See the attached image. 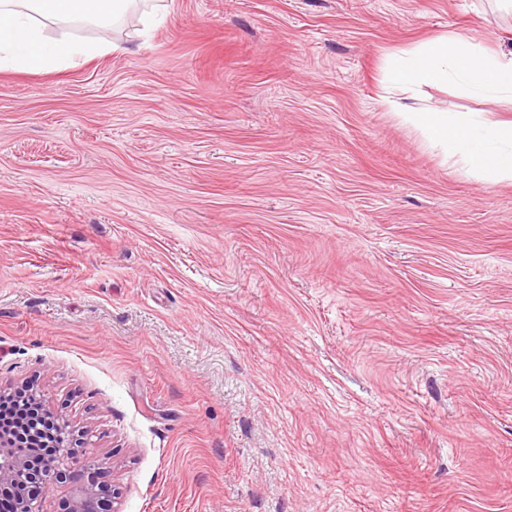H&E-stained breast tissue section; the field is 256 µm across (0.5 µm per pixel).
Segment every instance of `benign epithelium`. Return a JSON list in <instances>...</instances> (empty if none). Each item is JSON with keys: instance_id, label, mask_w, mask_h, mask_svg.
<instances>
[{"instance_id": "1", "label": "benign epithelium", "mask_w": 512, "mask_h": 512, "mask_svg": "<svg viewBox=\"0 0 512 512\" xmlns=\"http://www.w3.org/2000/svg\"><path fill=\"white\" fill-rule=\"evenodd\" d=\"M59 444L52 449L56 465L37 469L21 457L11 436L0 431V492H16L15 512H37L36 506L53 490L54 479L65 475L76 452L85 457L81 471L73 477V490L65 512H113L112 486L100 481L106 462L87 448H75L74 431L62 423Z\"/></svg>"}]
</instances>
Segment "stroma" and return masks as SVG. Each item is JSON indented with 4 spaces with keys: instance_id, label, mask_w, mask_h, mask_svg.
I'll return each mask as SVG.
<instances>
[{
    "instance_id": "1",
    "label": "stroma",
    "mask_w": 512,
    "mask_h": 512,
    "mask_svg": "<svg viewBox=\"0 0 512 512\" xmlns=\"http://www.w3.org/2000/svg\"><path fill=\"white\" fill-rule=\"evenodd\" d=\"M165 5L0 72V385L108 461L116 512H512V181L381 99L398 50L512 51V11Z\"/></svg>"
}]
</instances>
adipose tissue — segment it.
<instances>
[{"label":"adipose tissue","instance_id":"1","mask_svg":"<svg viewBox=\"0 0 512 512\" xmlns=\"http://www.w3.org/2000/svg\"><path fill=\"white\" fill-rule=\"evenodd\" d=\"M136 0H0V68L42 72L64 62L115 51L102 39L84 44L68 36L48 37L47 25L89 22L108 29Z\"/></svg>","mask_w":512,"mask_h":512}]
</instances>
